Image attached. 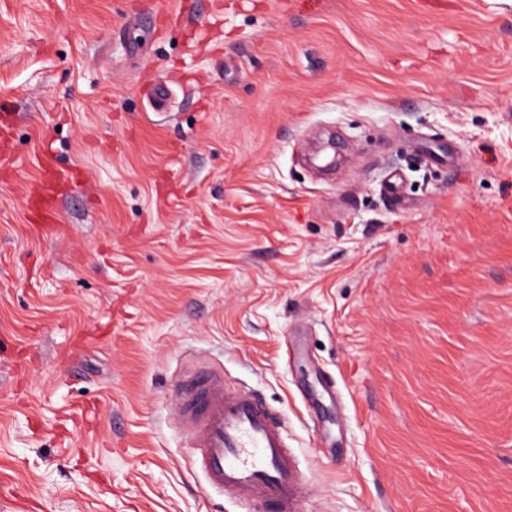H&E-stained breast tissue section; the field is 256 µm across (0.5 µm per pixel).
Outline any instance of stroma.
<instances>
[{
  "instance_id": "stroma-1",
  "label": "stroma",
  "mask_w": 512,
  "mask_h": 512,
  "mask_svg": "<svg viewBox=\"0 0 512 512\" xmlns=\"http://www.w3.org/2000/svg\"><path fill=\"white\" fill-rule=\"evenodd\" d=\"M0 99V512H259L174 425L198 365L299 512H512V0H0Z\"/></svg>"
}]
</instances>
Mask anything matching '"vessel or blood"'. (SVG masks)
<instances>
[{
	"label": "vessel or blood",
	"instance_id": "1",
	"mask_svg": "<svg viewBox=\"0 0 512 512\" xmlns=\"http://www.w3.org/2000/svg\"><path fill=\"white\" fill-rule=\"evenodd\" d=\"M171 395L175 422L211 488L266 512H298L305 477L273 407L252 391L229 389L220 372L181 376Z\"/></svg>",
	"mask_w": 512,
	"mask_h": 512
}]
</instances>
